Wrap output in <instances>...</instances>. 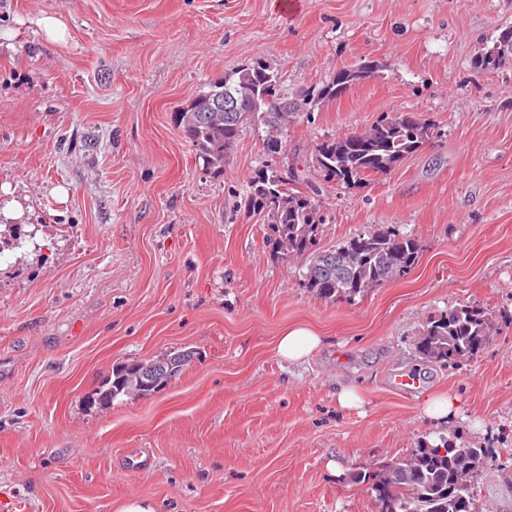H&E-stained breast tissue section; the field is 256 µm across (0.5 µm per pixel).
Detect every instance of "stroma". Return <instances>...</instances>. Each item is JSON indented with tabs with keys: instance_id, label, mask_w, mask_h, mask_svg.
<instances>
[{
	"instance_id": "35a3bbf8",
	"label": "stroma",
	"mask_w": 512,
	"mask_h": 512,
	"mask_svg": "<svg viewBox=\"0 0 512 512\" xmlns=\"http://www.w3.org/2000/svg\"><path fill=\"white\" fill-rule=\"evenodd\" d=\"M301 2L0 0V512H381L352 473L439 431L487 451L477 512H512V63L474 65L512 0ZM45 13L64 41L43 40ZM256 61L291 90L377 72L297 117L285 151L248 125L208 167L174 115ZM397 113L430 135L389 172L339 186L311 171L317 144ZM264 167L318 186L320 248L389 227L418 241L417 263L320 298L244 206ZM14 224L33 241L15 247ZM466 303L492 319L486 348L421 359L428 321ZM294 324L330 339L300 365L275 349ZM177 349L194 357L164 389L87 407L113 368ZM404 371L420 390L392 388ZM349 384L362 411L336 407ZM433 391L464 418L435 428Z\"/></svg>"
}]
</instances>
